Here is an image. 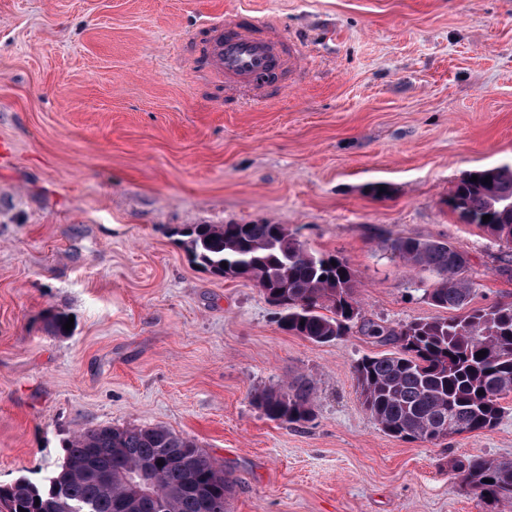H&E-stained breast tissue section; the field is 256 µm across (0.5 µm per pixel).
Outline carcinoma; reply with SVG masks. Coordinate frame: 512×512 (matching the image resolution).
Instances as JSON below:
<instances>
[{"label": "carcinoma", "mask_w": 512, "mask_h": 512, "mask_svg": "<svg viewBox=\"0 0 512 512\" xmlns=\"http://www.w3.org/2000/svg\"><path fill=\"white\" fill-rule=\"evenodd\" d=\"M478 180L471 181L472 176ZM491 178V183L484 178ZM448 208L478 224L506 252L512 267V165L468 173L448 196ZM490 221L483 222V216ZM190 260L222 278H246L284 310L282 327L316 343L360 327L392 349L354 368L363 406L381 430L400 440H437L435 428L453 418L462 433L491 429L512 385V304L469 310L468 259L447 242L399 238L392 254L410 269L429 273L428 300L457 315L417 320L395 331L362 315L356 271L335 254H317L282 224H193L179 230ZM227 263L222 267L221 263ZM486 355L479 358L477 352ZM272 420L300 423L314 411V386L300 377L252 394ZM57 471L40 486L25 478L0 485L3 512H49L79 505L82 512H151L131 494L128 478L149 470L151 494L162 512H227L232 480L193 440L162 426L99 425L75 433ZM462 485L494 504L512 501V460L470 458L455 465Z\"/></svg>", "instance_id": "cac0c4a2"}]
</instances>
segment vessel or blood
Returning a JSON list of instances; mask_svg holds the SVG:
<instances>
[{
  "mask_svg": "<svg viewBox=\"0 0 512 512\" xmlns=\"http://www.w3.org/2000/svg\"><path fill=\"white\" fill-rule=\"evenodd\" d=\"M287 39V33L274 24L236 15L210 29V69L232 91L257 83L260 76L281 64L280 51Z\"/></svg>",
  "mask_w": 512,
  "mask_h": 512,
  "instance_id": "b4317fda",
  "label": "vessel or blood"
}]
</instances>
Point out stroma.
<instances>
[{"label": "stroma", "mask_w": 512, "mask_h": 512, "mask_svg": "<svg viewBox=\"0 0 512 512\" xmlns=\"http://www.w3.org/2000/svg\"><path fill=\"white\" fill-rule=\"evenodd\" d=\"M238 11L301 58L262 104L202 60ZM0 139V484L41 482L80 429L163 425L223 465L227 512H512L451 468L512 458V398L490 430L391 438L353 375L384 343L288 333L177 234L286 225L346 259L366 318L394 330L450 315L398 238L465 253L471 308L512 304L503 247L446 204L467 173L512 164V0H0ZM301 376L311 420L253 405Z\"/></svg>", "instance_id": "1"}]
</instances>
